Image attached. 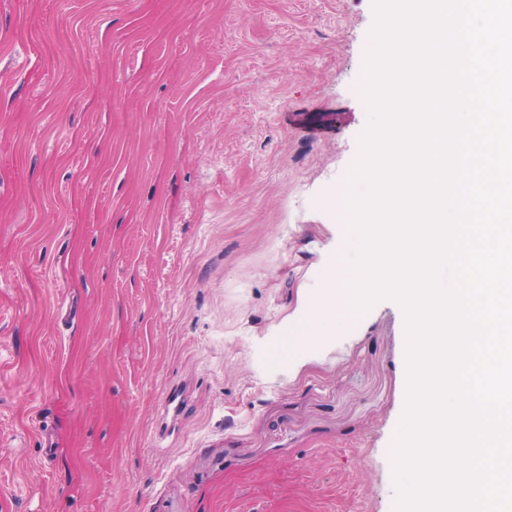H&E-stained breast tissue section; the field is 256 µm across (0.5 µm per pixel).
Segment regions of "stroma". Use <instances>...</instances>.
<instances>
[{
	"instance_id": "1",
	"label": "stroma",
	"mask_w": 512,
	"mask_h": 512,
	"mask_svg": "<svg viewBox=\"0 0 512 512\" xmlns=\"http://www.w3.org/2000/svg\"><path fill=\"white\" fill-rule=\"evenodd\" d=\"M374 22L0 0V512H394L400 304L271 372L300 291L355 256Z\"/></svg>"
}]
</instances>
